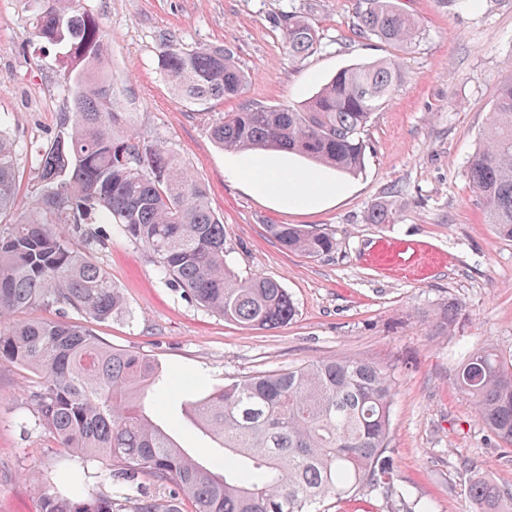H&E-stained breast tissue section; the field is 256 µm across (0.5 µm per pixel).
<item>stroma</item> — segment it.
<instances>
[{
  "label": "stroma",
  "instance_id": "stroma-1",
  "mask_svg": "<svg viewBox=\"0 0 512 512\" xmlns=\"http://www.w3.org/2000/svg\"><path fill=\"white\" fill-rule=\"evenodd\" d=\"M357 0H82L108 40L105 67L119 111L146 141L186 161L209 189L224 223L230 267L243 278H273L297 314L275 329H246L198 305L157 271L152 252L105 219L69 231L121 289L125 308L88 324L116 349L154 360L171 387L201 382L222 389L245 376L322 358H356L390 372V452L401 497L364 492L331 499L325 512H478L468 493L473 477L512 488V446L498 441L473 402L454 387L465 347L489 342L512 355V240L487 224L467 169L489 122L498 84L512 74V0H400L423 35L407 53L379 40L355 41ZM32 0H0V129L15 143L13 224L48 187L39 181L41 151L59 134L73 96L64 49L39 40ZM307 16L319 41L291 56L284 17ZM230 49L247 82L240 96L209 108L176 99L157 67L166 42ZM397 57L403 78L366 135L362 171L328 180L344 185L336 199L294 208L255 190L242 155L212 139L213 115L248 104L300 105L337 71ZM391 201L390 223L372 224L371 210ZM271 224H302L333 233L336 251L311 258L285 251ZM463 315L448 334L430 333L427 315L448 300ZM40 385L29 369L0 365V512H39L46 485H60L69 464L86 488L127 494L103 464H83L39 426L31 401ZM159 425L201 462L216 463L211 439L172 401L152 406Z\"/></svg>",
  "mask_w": 512,
  "mask_h": 512
}]
</instances>
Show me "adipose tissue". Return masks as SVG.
I'll list each match as a JSON object with an SVG mask.
<instances>
[{
  "mask_svg": "<svg viewBox=\"0 0 512 512\" xmlns=\"http://www.w3.org/2000/svg\"><path fill=\"white\" fill-rule=\"evenodd\" d=\"M250 168L258 188L298 207L312 206L325 196L343 192L342 186L326 183L317 171L273 167L261 159L253 160Z\"/></svg>",
  "mask_w": 512,
  "mask_h": 512,
  "instance_id": "adipose-tissue-1",
  "label": "adipose tissue"
}]
</instances>
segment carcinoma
Listing matches in <instances>:
<instances>
[{"label":"carcinoma","mask_w":512,"mask_h":512,"mask_svg":"<svg viewBox=\"0 0 512 512\" xmlns=\"http://www.w3.org/2000/svg\"><path fill=\"white\" fill-rule=\"evenodd\" d=\"M34 23L41 41L67 48L74 88L73 109L38 165L39 180L52 190L32 213L0 229V364L40 375L32 394L39 424L61 447L86 463L106 464L125 483L143 475L174 486L194 512H310L327 498L365 490L397 495L389 448L395 381L371 362L320 359L207 394L194 382L182 386L181 411L215 439L221 470L195 459L153 420L152 402L169 393L153 360L114 349L74 322L6 323L33 305L76 310L95 321L123 309L112 279L57 228L85 224L96 211L152 251L165 279L224 320L272 329L296 315L278 280L243 279L228 267L224 224L192 168L146 142L115 110L98 18L77 0H37ZM352 32L360 41L408 49L421 28L396 0H359ZM285 40L290 54L302 56L319 36L307 17L291 12ZM158 66L176 96L198 106L238 95L246 81L224 48L171 42ZM401 78L396 59L349 66L300 106L249 105L221 114L211 136L226 151H286L355 175L364 166L371 118ZM16 177L14 144L0 131V215L15 204ZM468 177L488 223L512 240V75L497 88ZM267 232L288 252L320 257L336 248L333 235L301 224H269ZM461 315L459 303L441 305L429 317L432 334L448 331ZM454 385L474 401L491 434L512 445V360L490 343L477 346L465 353ZM63 477L67 492L46 490L40 512H161L152 499L96 495L74 474ZM469 495L481 512H512V489L485 478L470 483Z\"/></svg>","instance_id":"obj_1"}]
</instances>
